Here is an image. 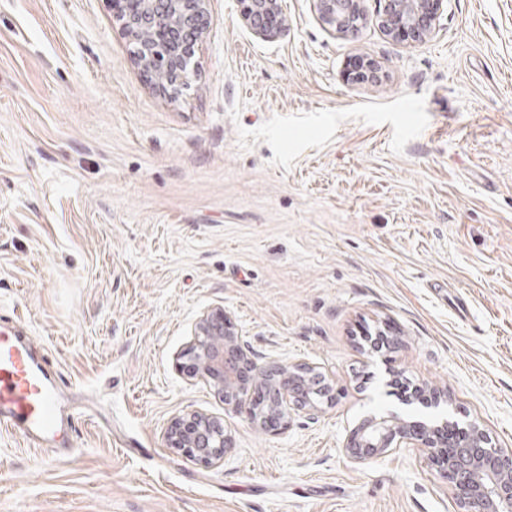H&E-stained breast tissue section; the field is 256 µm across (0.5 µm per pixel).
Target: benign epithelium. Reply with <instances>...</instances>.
Returning a JSON list of instances; mask_svg holds the SVG:
<instances>
[{
    "instance_id": "7a95c632",
    "label": "benign epithelium",
    "mask_w": 512,
    "mask_h": 512,
    "mask_svg": "<svg viewBox=\"0 0 512 512\" xmlns=\"http://www.w3.org/2000/svg\"><path fill=\"white\" fill-rule=\"evenodd\" d=\"M112 17L130 35L152 33L158 51L144 44L137 54L141 67L170 76L178 92L195 73L194 58L206 34L210 0H139L140 8L126 12L111 0ZM323 26L335 35L356 36L370 22L385 34L420 42L440 28L444 0H378L369 17L364 0H313ZM242 17L255 33L273 37L278 28L265 17L282 13L281 0H242ZM194 376L213 384L225 410L241 415L253 427L281 433L288 429V408L316 415L332 403L322 373L305 362L257 363L239 329L221 307L199 316L193 339L181 353ZM404 401L439 405L448 393L426 382L414 384ZM167 447L191 460L212 466L229 448L221 421L192 412L174 417L166 431ZM342 452L353 464L405 452L423 460L443 479L460 512H512V449L496 446L477 422H468L448 435V422L427 424L398 416H372L355 424Z\"/></svg>"
}]
</instances>
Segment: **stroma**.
<instances>
[{
  "mask_svg": "<svg viewBox=\"0 0 512 512\" xmlns=\"http://www.w3.org/2000/svg\"><path fill=\"white\" fill-rule=\"evenodd\" d=\"M282 10L266 38L211 0L171 97L109 0H0V327L52 361L70 441L0 432V512H456L419 460L350 463L348 426L474 420L512 448V0H445L416 43ZM214 306L334 403L281 434L225 412L177 361ZM379 319L400 349L364 351ZM394 371L447 405L401 404ZM193 411L223 463L167 447Z\"/></svg>",
  "mask_w": 512,
  "mask_h": 512,
  "instance_id": "1",
  "label": "stroma"
}]
</instances>
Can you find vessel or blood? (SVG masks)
Returning a JSON list of instances; mask_svg holds the SVG:
<instances>
[{
  "label": "vessel or blood",
  "mask_w": 512,
  "mask_h": 512,
  "mask_svg": "<svg viewBox=\"0 0 512 512\" xmlns=\"http://www.w3.org/2000/svg\"><path fill=\"white\" fill-rule=\"evenodd\" d=\"M63 407L60 386L30 346L0 332V430L39 444L56 434Z\"/></svg>",
  "instance_id": "1"
}]
</instances>
